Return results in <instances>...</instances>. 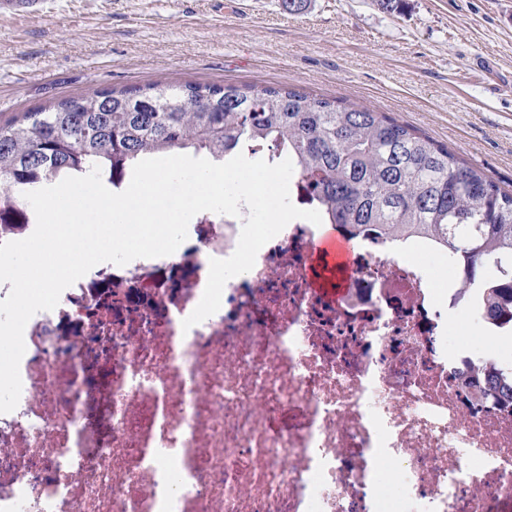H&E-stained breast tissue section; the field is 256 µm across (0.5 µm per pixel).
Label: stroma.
Returning a JSON list of instances; mask_svg holds the SVG:
<instances>
[{"label": "stroma", "mask_w": 512, "mask_h": 512, "mask_svg": "<svg viewBox=\"0 0 512 512\" xmlns=\"http://www.w3.org/2000/svg\"><path fill=\"white\" fill-rule=\"evenodd\" d=\"M155 81L289 87L384 112L512 192V0H43L0 16V126Z\"/></svg>", "instance_id": "obj_1"}]
</instances>
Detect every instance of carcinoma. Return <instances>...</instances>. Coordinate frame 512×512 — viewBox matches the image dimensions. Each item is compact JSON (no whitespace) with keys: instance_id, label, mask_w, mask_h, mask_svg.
Here are the masks:
<instances>
[{"instance_id":"cac0c4a2","label":"carcinoma","mask_w":512,"mask_h":512,"mask_svg":"<svg viewBox=\"0 0 512 512\" xmlns=\"http://www.w3.org/2000/svg\"><path fill=\"white\" fill-rule=\"evenodd\" d=\"M293 163L292 178L348 240L420 233L455 258L457 293H488L483 317L512 324V193L383 112L287 87L152 82L95 90L0 127V227L28 221L24 193L95 165L117 186L146 158L244 151ZM490 367L512 388V364Z\"/></svg>"}]
</instances>
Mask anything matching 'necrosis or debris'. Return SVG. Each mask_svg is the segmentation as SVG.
Returning a JSON list of instances; mask_svg holds the SVG:
<instances>
[{"instance_id": "obj_1", "label": "necrosis or debris", "mask_w": 512, "mask_h": 512, "mask_svg": "<svg viewBox=\"0 0 512 512\" xmlns=\"http://www.w3.org/2000/svg\"><path fill=\"white\" fill-rule=\"evenodd\" d=\"M241 218L104 262L24 330L0 414V512H512V404L457 379L431 239L369 234L340 291L296 219L190 329Z\"/></svg>"}]
</instances>
